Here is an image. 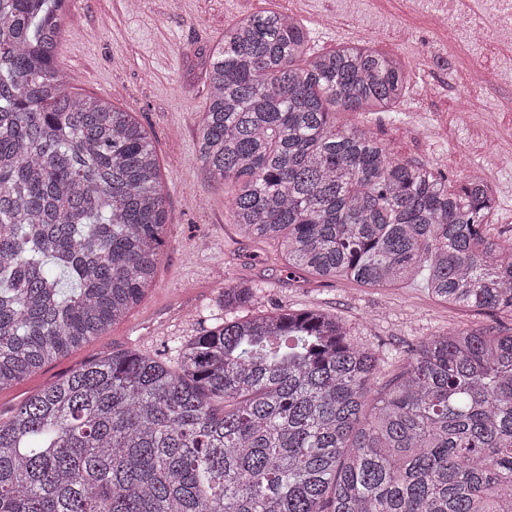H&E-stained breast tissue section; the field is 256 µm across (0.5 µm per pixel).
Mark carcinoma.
Returning <instances> with one entry per match:
<instances>
[{
	"instance_id": "obj_1",
	"label": "carcinoma",
	"mask_w": 512,
	"mask_h": 512,
	"mask_svg": "<svg viewBox=\"0 0 512 512\" xmlns=\"http://www.w3.org/2000/svg\"><path fill=\"white\" fill-rule=\"evenodd\" d=\"M69 0H0V390L103 335L153 285L167 216L151 134L66 92ZM197 160L240 236L288 268L512 317V239L470 176L390 156L332 109L392 112L411 70L315 54L268 12L200 53ZM256 286L231 281L224 312ZM0 512H512V328L452 327L384 379L344 319L281 308L89 363L0 420Z\"/></svg>"
}]
</instances>
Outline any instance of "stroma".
Masks as SVG:
<instances>
[{"label": "stroma", "mask_w": 512, "mask_h": 512, "mask_svg": "<svg viewBox=\"0 0 512 512\" xmlns=\"http://www.w3.org/2000/svg\"><path fill=\"white\" fill-rule=\"evenodd\" d=\"M290 13L302 22L316 51L344 43L325 27L324 13L357 26L358 40L378 45L411 66L414 77L398 111L373 112L365 127L396 158L431 164L449 180L480 169L497 185L490 232L512 237V170H497L480 135L485 121H498L512 137V76L502 79L498 98L483 102L469 120L452 119L456 100L470 90L459 79L461 55L447 37L427 27L411 0H70L62 17L64 36L54 58L71 94L98 97L127 111L153 135L166 195L167 229L155 284L141 302L107 332L45 365L12 388L0 391V419L28 395L115 349H141L175 363L182 342L220 322V284L247 280L256 300L238 317L286 307L317 308L341 316L355 340L374 349L385 376L397 360L450 326H505L508 318L474 312L433 299L422 288H371L292 274L277 243L240 237L228 216L234 184L213 182L196 159L197 130L207 87L196 65L198 51L224 37L237 19L263 12ZM414 29L412 50L398 49L386 35L395 22Z\"/></svg>", "instance_id": "1"}]
</instances>
